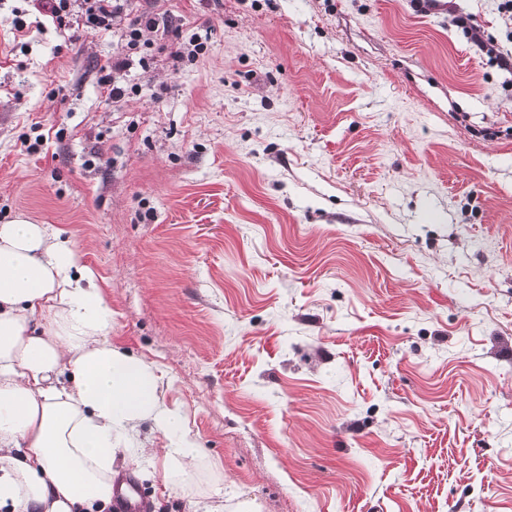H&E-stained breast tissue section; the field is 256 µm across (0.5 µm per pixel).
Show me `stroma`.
<instances>
[{"mask_svg":"<svg viewBox=\"0 0 512 512\" xmlns=\"http://www.w3.org/2000/svg\"><path fill=\"white\" fill-rule=\"evenodd\" d=\"M447 2L130 0L206 51L108 104L120 25L0 0V224L77 244L205 450L152 512H512V15Z\"/></svg>","mask_w":512,"mask_h":512,"instance_id":"stroma-1","label":"stroma"}]
</instances>
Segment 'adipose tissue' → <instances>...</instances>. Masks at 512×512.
Listing matches in <instances>:
<instances>
[{
  "instance_id": "1",
  "label": "adipose tissue",
  "mask_w": 512,
  "mask_h": 512,
  "mask_svg": "<svg viewBox=\"0 0 512 512\" xmlns=\"http://www.w3.org/2000/svg\"><path fill=\"white\" fill-rule=\"evenodd\" d=\"M111 312L76 244L19 215L0 224V512H95L129 462L187 473L204 451L160 377L113 346ZM168 436L139 443L143 422Z\"/></svg>"
}]
</instances>
